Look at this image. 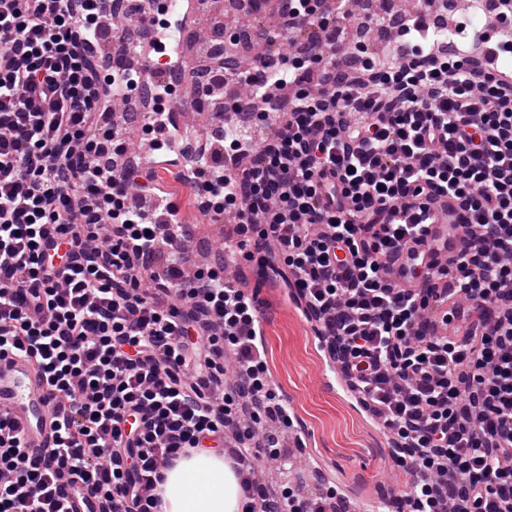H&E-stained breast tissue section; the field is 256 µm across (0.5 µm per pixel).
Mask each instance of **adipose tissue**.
<instances>
[{"label":"adipose tissue","instance_id":"1","mask_svg":"<svg viewBox=\"0 0 512 512\" xmlns=\"http://www.w3.org/2000/svg\"><path fill=\"white\" fill-rule=\"evenodd\" d=\"M161 512H240L242 489L231 459L205 450L165 473Z\"/></svg>","mask_w":512,"mask_h":512}]
</instances>
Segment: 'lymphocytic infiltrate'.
Returning <instances> with one entry per match:
<instances>
[{
  "label": "lymphocytic infiltrate",
  "mask_w": 512,
  "mask_h": 512,
  "mask_svg": "<svg viewBox=\"0 0 512 512\" xmlns=\"http://www.w3.org/2000/svg\"><path fill=\"white\" fill-rule=\"evenodd\" d=\"M447 11L446 0H423ZM341 64L354 20L325 0H282L294 51L227 79L235 124L186 181L201 212L231 214L238 253L297 292L360 410L392 437L409 489L396 512H512V34L489 47L468 19ZM113 0H0V355L26 356L57 412L56 447L26 460L0 417V512H65L56 475H79L108 512H159L165 471L220 449L241 512H331L332 498L268 493L251 460L295 414L272 380L258 295L224 267L184 278L173 207L134 205L153 172L112 165L128 147L99 54ZM141 130L170 152L172 86L149 87ZM461 215L458 256L429 272L421 233L437 202ZM168 301H160L158 291Z\"/></svg>",
  "instance_id": "obj_1"
}]
</instances>
